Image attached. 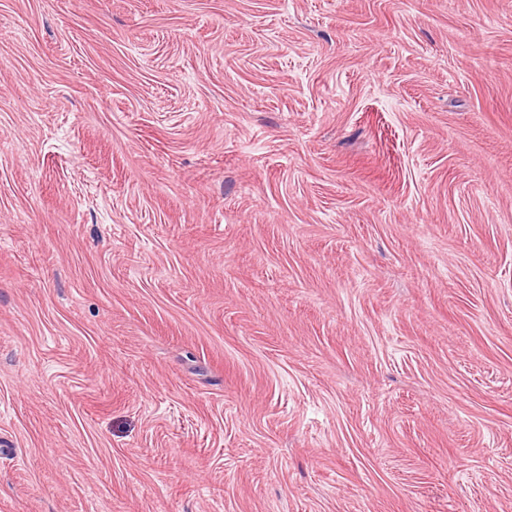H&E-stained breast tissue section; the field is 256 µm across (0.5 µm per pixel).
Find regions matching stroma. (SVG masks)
I'll use <instances>...</instances> for the list:
<instances>
[{
  "mask_svg": "<svg viewBox=\"0 0 512 512\" xmlns=\"http://www.w3.org/2000/svg\"><path fill=\"white\" fill-rule=\"evenodd\" d=\"M0 512H512V0H0Z\"/></svg>",
  "mask_w": 512,
  "mask_h": 512,
  "instance_id": "1",
  "label": "stroma"
}]
</instances>
